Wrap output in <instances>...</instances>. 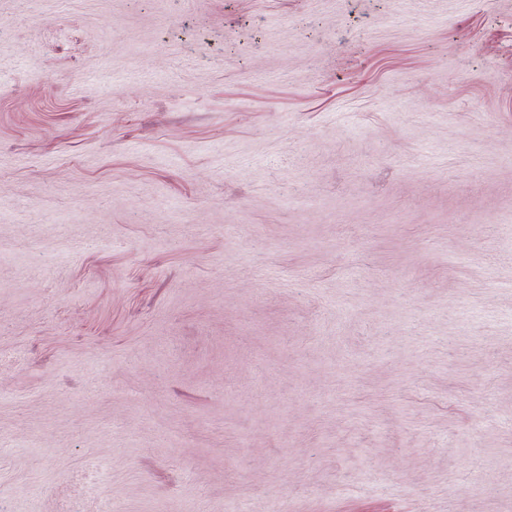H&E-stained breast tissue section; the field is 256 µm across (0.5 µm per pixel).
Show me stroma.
<instances>
[{
    "instance_id": "stroma-1",
    "label": "stroma",
    "mask_w": 512,
    "mask_h": 512,
    "mask_svg": "<svg viewBox=\"0 0 512 512\" xmlns=\"http://www.w3.org/2000/svg\"><path fill=\"white\" fill-rule=\"evenodd\" d=\"M512 512V0H0V512Z\"/></svg>"
}]
</instances>
